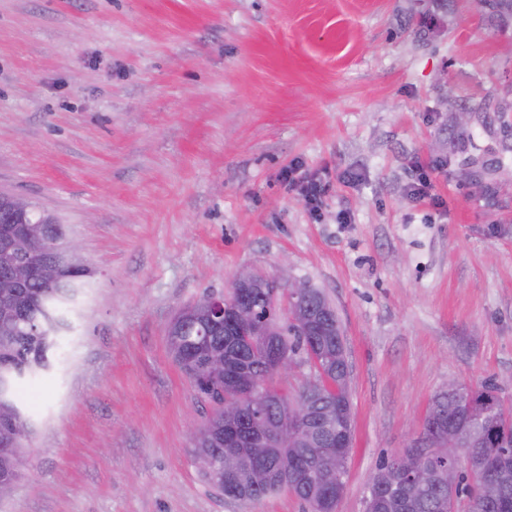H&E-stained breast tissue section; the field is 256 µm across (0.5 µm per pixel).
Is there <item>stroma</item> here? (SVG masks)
Returning <instances> with one entry per match:
<instances>
[{
  "mask_svg": "<svg viewBox=\"0 0 512 512\" xmlns=\"http://www.w3.org/2000/svg\"><path fill=\"white\" fill-rule=\"evenodd\" d=\"M0 0V193L96 273L0 512H309L201 481L210 407L167 351L174 314L239 272L324 289L352 366L337 512L448 383L512 404V24L479 0ZM327 185L314 219L282 172ZM427 169L441 206L413 203ZM348 213L349 223L337 221Z\"/></svg>",
  "mask_w": 512,
  "mask_h": 512,
  "instance_id": "35a3bbf8",
  "label": "stroma"
}]
</instances>
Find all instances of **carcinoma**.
Returning <instances> with one entry per match:
<instances>
[{
  "mask_svg": "<svg viewBox=\"0 0 512 512\" xmlns=\"http://www.w3.org/2000/svg\"><path fill=\"white\" fill-rule=\"evenodd\" d=\"M488 16L499 26L512 20V0H481ZM60 225L33 208L21 212L7 196H0V241L9 242L7 257L0 258V279L9 276L14 262H23L30 277L21 286L0 295V375L12 379L8 402L0 405V478L19 479L26 444L33 430L26 429L18 393L27 381L51 367L50 354L58 337L68 326L65 314L86 280L92 277L91 263L73 266L52 248ZM248 296L257 325L278 324L277 336H242L238 357L247 361L251 373L265 378L267 358L274 350L315 362L316 382L304 384L301 392L313 397L316 420L312 431L293 449L227 448L224 446V397L235 392L238 378L234 367L222 374H211L200 383L194 373L206 367L212 357L224 356V328L213 325L205 307L196 301L175 313L167 326L168 353L193 385L198 398L212 405L199 432L191 442L195 459L205 458L217 468L224 458L239 461L234 471H224V483L212 481L201 470L205 482L230 502H254L287 489L306 503L311 512H336L345 490V476L335 482L324 480L330 463L329 452L338 449L339 440L352 435L349 397L351 368L336 310L318 288L307 286L296 297L285 288H271L259 276ZM286 302V308L280 303ZM501 401L498 387L488 380L470 389L468 397L451 398L436 394L426 412L432 429L446 433L473 410H486V426L469 452L457 462L460 476L455 487L443 479L428 488L409 489L400 494L404 477L398 455L381 457L375 468L384 505L377 507L365 499V512H448L449 502L465 503L472 512H512V418L504 407L491 415ZM266 469L277 477L266 484H251L249 473ZM503 486L504 498L493 506H481L483 482L492 477Z\"/></svg>",
  "mask_w": 512,
  "mask_h": 512,
  "instance_id": "obj_1",
  "label": "carcinoma"
}]
</instances>
